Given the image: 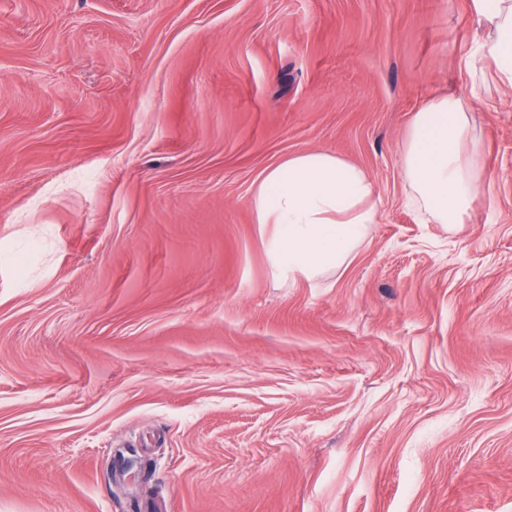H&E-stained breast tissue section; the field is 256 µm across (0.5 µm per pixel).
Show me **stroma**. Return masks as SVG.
Instances as JSON below:
<instances>
[{"label":"stroma","instance_id":"stroma-1","mask_svg":"<svg viewBox=\"0 0 512 512\" xmlns=\"http://www.w3.org/2000/svg\"><path fill=\"white\" fill-rule=\"evenodd\" d=\"M484 35L470 0H0V512H512V90L468 223L399 163ZM303 151L379 209L312 280L251 208Z\"/></svg>","mask_w":512,"mask_h":512}]
</instances>
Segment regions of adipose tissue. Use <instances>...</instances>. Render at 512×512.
Instances as JSON below:
<instances>
[{
    "mask_svg": "<svg viewBox=\"0 0 512 512\" xmlns=\"http://www.w3.org/2000/svg\"><path fill=\"white\" fill-rule=\"evenodd\" d=\"M486 35L464 66L474 91L485 73L512 89V0H472ZM473 104L453 94L430 98L415 112L400 150L408 205L431 224H461L486 183L478 176L483 151L472 134ZM376 189L359 166L328 152L289 155L257 183L254 221L274 232L269 252L276 271L308 279L340 268L368 225L377 223Z\"/></svg>",
    "mask_w": 512,
    "mask_h": 512,
    "instance_id": "adipose-tissue-1",
    "label": "adipose tissue"
}]
</instances>
